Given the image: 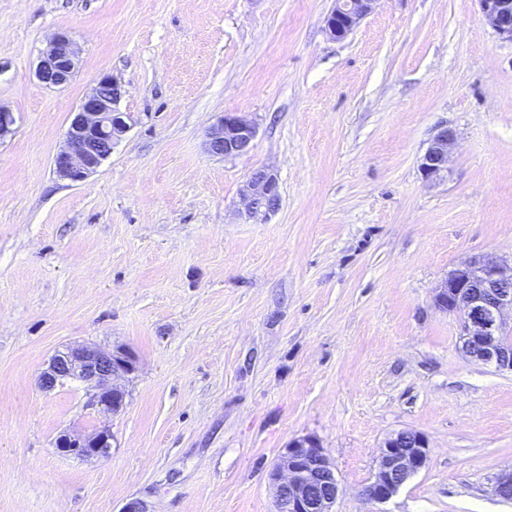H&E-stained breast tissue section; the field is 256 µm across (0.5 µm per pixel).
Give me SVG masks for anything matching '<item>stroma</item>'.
<instances>
[{
  "label": "stroma",
  "instance_id": "stroma-1",
  "mask_svg": "<svg viewBox=\"0 0 512 512\" xmlns=\"http://www.w3.org/2000/svg\"><path fill=\"white\" fill-rule=\"evenodd\" d=\"M335 0H0V512H273L269 472L316 437L359 494L383 440L428 439L381 512H512V372L465 359L435 288L468 257L512 258V41L477 0H377L335 41ZM67 34L71 83L42 85ZM105 75L129 126L85 182L53 159ZM257 134L206 150L224 114ZM448 168L425 178L439 127ZM257 168L280 205L242 215ZM139 358L115 416L38 378L71 344ZM112 431V453L57 452ZM77 65L78 55L73 41L66 34H56L42 52L35 75L46 86L64 87L70 83ZM256 137L254 123L245 116L224 114L207 133L206 149L213 156H246ZM54 447L63 455L80 458H108L112 452V432L102 427L91 433L63 431Z\"/></svg>",
  "mask_w": 512,
  "mask_h": 512
}]
</instances>
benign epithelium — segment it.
Segmentation results:
<instances>
[{"mask_svg": "<svg viewBox=\"0 0 512 512\" xmlns=\"http://www.w3.org/2000/svg\"><path fill=\"white\" fill-rule=\"evenodd\" d=\"M377 0H336L324 28L333 40H342L369 15ZM484 22L499 36L512 41V0H477ZM78 55L66 34H56L42 52L36 68L38 81L50 87L68 85ZM120 92L112 78H100L81 100L69 123L65 146L54 158L57 176L81 183L111 155L110 146L127 132L116 105ZM256 127L248 118L226 114L207 133L206 149L213 156H246L253 147ZM454 131L442 127L424 154L421 170L434 177L448 166V148ZM245 213L256 218L278 208L279 184L268 169L250 173L240 189ZM434 305L459 324L462 353L471 361L512 372V342L506 340L504 314L512 312V264L492 255L471 256L448 273L435 288ZM138 358L129 347L111 351L87 345L57 352L41 373L39 384L53 390L69 382L83 384L89 406L104 415H116L126 405V390L119 381L134 375ZM54 447L66 456L103 459L112 452V432L106 427L91 433L64 431ZM427 437L415 430L388 436L380 446L374 473L360 490L370 504L391 499L429 460ZM275 491L274 512H335L340 494L336 468L328 452L313 436L293 440L269 473ZM496 496L512 501V471L494 482Z\"/></svg>", "mask_w": 512, "mask_h": 512, "instance_id": "benign-epithelium-1", "label": "benign epithelium"}]
</instances>
